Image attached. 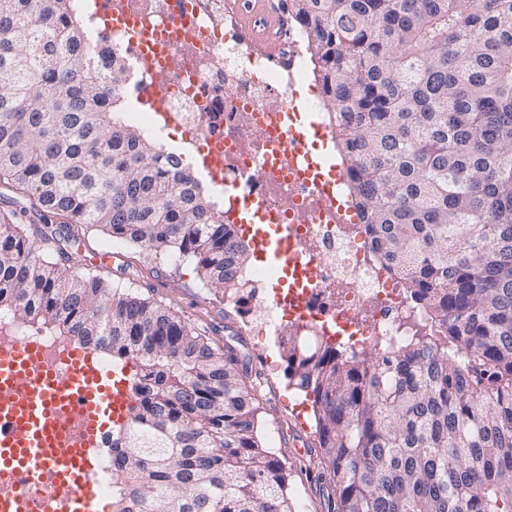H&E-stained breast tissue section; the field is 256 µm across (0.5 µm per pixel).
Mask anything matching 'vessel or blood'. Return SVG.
<instances>
[{
	"label": "vessel or blood",
	"mask_w": 512,
	"mask_h": 512,
	"mask_svg": "<svg viewBox=\"0 0 512 512\" xmlns=\"http://www.w3.org/2000/svg\"><path fill=\"white\" fill-rule=\"evenodd\" d=\"M228 219L258 258L282 269L275 300L303 287V251L262 198L250 197L245 212ZM128 378V367L87 347L68 350L59 368L44 363L36 343L0 347V472L25 485L50 482L40 512H92L100 498L92 448L98 433L126 419Z\"/></svg>",
	"instance_id": "vessel-or-blood-1"
}]
</instances>
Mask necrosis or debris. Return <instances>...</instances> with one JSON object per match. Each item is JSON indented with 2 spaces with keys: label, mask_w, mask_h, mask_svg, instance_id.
<instances>
[{
  "label": "necrosis or debris",
  "mask_w": 512,
  "mask_h": 512,
  "mask_svg": "<svg viewBox=\"0 0 512 512\" xmlns=\"http://www.w3.org/2000/svg\"><path fill=\"white\" fill-rule=\"evenodd\" d=\"M253 6V20L246 24L239 17L241 0H104L96 24V68L109 71L111 53L122 54L134 76L119 90L139 94L150 76L129 28L149 26L150 46L166 63L161 87L170 126L191 148L222 151L216 181L231 203L262 196L283 223L295 225L315 268L316 283L305 298L311 324L334 314L345 320L344 330L356 344L396 343L407 333L404 289L379 268L358 221L320 213L329 193L343 192V177L315 184L278 147L259 148L270 130L283 122L299 124L301 115L326 130L331 122L319 98L299 96L301 87H316L317 78L290 0H254ZM274 91L282 97L275 107L267 103ZM31 340L54 365L74 343L0 313V343Z\"/></svg>",
  "instance_id": "necrosis-or-debris-1"
}]
</instances>
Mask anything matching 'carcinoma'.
Returning <instances> with one entry per match:
<instances>
[{
    "mask_svg": "<svg viewBox=\"0 0 512 512\" xmlns=\"http://www.w3.org/2000/svg\"><path fill=\"white\" fill-rule=\"evenodd\" d=\"M364 232L426 321L357 348L290 325L288 387L311 402L336 512H512V0H291ZM74 0H0V311L133 362L112 512H292L258 433L248 352L53 256L96 231L192 260L245 323L249 245L180 155L127 121ZM8 189L3 186V183L0 185V210H16L19 222L21 224H26V228L31 238L36 241L37 245H41L42 243L40 239L44 237V234L50 235V232L54 231L58 227L57 222L59 220L55 221L56 224H43L38 220L33 221V218L30 217L29 214L20 212V207L26 205L27 197L16 190H12V188ZM16 201L18 203H14Z\"/></svg>",
    "mask_w": 512,
    "mask_h": 512,
    "instance_id": "obj_1",
    "label": "carcinoma"
}]
</instances>
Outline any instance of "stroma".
<instances>
[{"label":"stroma","instance_id":"obj_1","mask_svg":"<svg viewBox=\"0 0 512 512\" xmlns=\"http://www.w3.org/2000/svg\"><path fill=\"white\" fill-rule=\"evenodd\" d=\"M90 263L97 274L113 285L133 289L143 297L171 307L179 316L205 330L218 343L244 345L251 355V374L256 380L259 402L258 429L267 447L280 451L288 462L293 512H333L329 502V469L320 462L319 449L297 457L286 439L297 433L292 405L294 399L284 376L285 364L273 336H262L260 312L247 319L242 335H235L224 321V307L212 288L199 281L191 261L173 264L152 252L120 244L112 247L107 236L89 232L78 247L69 251V264Z\"/></svg>","mask_w":512,"mask_h":512}]
</instances>
